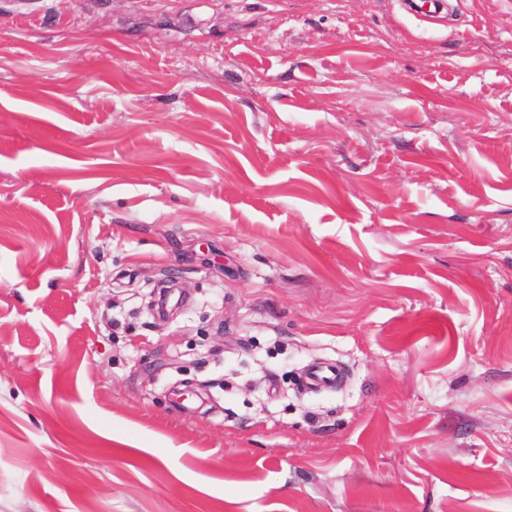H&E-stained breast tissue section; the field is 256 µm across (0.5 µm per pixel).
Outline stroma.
Masks as SVG:
<instances>
[{"label": "stroma", "mask_w": 512, "mask_h": 512, "mask_svg": "<svg viewBox=\"0 0 512 512\" xmlns=\"http://www.w3.org/2000/svg\"><path fill=\"white\" fill-rule=\"evenodd\" d=\"M12 3L0 512H512V0ZM343 376L344 370L338 364H313L302 374L300 387L305 391H335Z\"/></svg>", "instance_id": "stroma-1"}]
</instances>
